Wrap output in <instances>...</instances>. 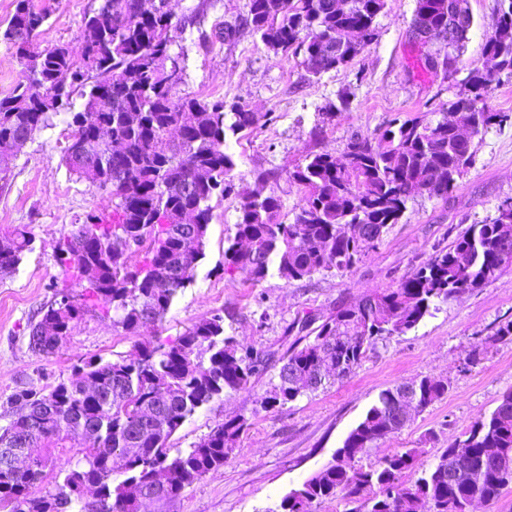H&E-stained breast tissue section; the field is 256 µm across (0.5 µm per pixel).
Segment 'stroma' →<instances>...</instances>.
<instances>
[{
    "instance_id": "obj_1",
    "label": "stroma",
    "mask_w": 512,
    "mask_h": 512,
    "mask_svg": "<svg viewBox=\"0 0 512 512\" xmlns=\"http://www.w3.org/2000/svg\"><path fill=\"white\" fill-rule=\"evenodd\" d=\"M48 14L42 46L64 45L79 51L87 15L101 0H33ZM248 0H171L175 19L201 11L200 26L176 29L173 50L185 60L183 96L224 99L271 121L253 132L230 138L236 161L234 195L216 201L205 256L193 279L182 288L162 323L161 340H172L192 322L220 310L227 334L246 347L270 353L264 373L246 391L214 400L188 418L172 437L173 450L185 451L217 423L243 416L249 422L228 463L186 488L166 512H267L282 496L316 472L335 463L337 451L353 427L395 384L424 376L448 382V392L360 462L420 448L431 464L443 448L464 439L472 425L491 414L500 395L512 390V343L495 341L498 325L512 321V268L486 287L438 303L406 334L369 350L342 381L282 408L262 409L280 367L279 359L299 339L297 323L323 321L339 306L394 285L412 273L436 248L448 245L468 225L494 215L512 200V121L494 127L478 145L477 160L458 179L448 198L411 201L399 221L363 263L348 273L317 274L286 281L277 271L258 285L245 274H224V247L234 233L241 193L279 196L285 213L301 204V189L288 171L310 153L341 154L355 134L377 139L394 113L414 118L440 111L458 90L444 66L428 70L425 54H445L440 43L420 45L412 35L416 0H387L377 18L376 40L346 67L315 78L300 58L268 50L259 37L240 32L234 40H201L200 31L245 15ZM475 24L463 58L482 64L483 43L495 17L497 0H468ZM15 0H0V97L13 89L22 69L15 47L3 33ZM348 108H340V99ZM69 113L52 115L16 152L11 172L0 187V232L26 225L32 238L16 269L0 275V430L8 426V398L14 389H38L74 377L76 366L94 358L115 359L135 343L112 318L89 314L53 354L34 351L29 324L67 281L55 261L62 237L76 233L88 214L110 216L115 200L71 173L65 164L70 142ZM275 178L257 180L258 172ZM481 362L468 366L472 352Z\"/></svg>"
}]
</instances>
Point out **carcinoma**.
Instances as JSON below:
<instances>
[{
  "label": "carcinoma",
  "mask_w": 512,
  "mask_h": 512,
  "mask_svg": "<svg viewBox=\"0 0 512 512\" xmlns=\"http://www.w3.org/2000/svg\"><path fill=\"white\" fill-rule=\"evenodd\" d=\"M335 2L248 0L240 22L202 38L230 41L243 26L274 53L302 57L306 71L320 76L348 65L373 43L377 17L386 7V0H346L338 13ZM47 19L31 0H15L4 37L25 70L12 93L0 98V140L30 138L48 125L50 115L71 113L69 171L116 199L111 218L88 215L79 231L58 245L56 260L72 284L54 290L30 336L32 348L53 354L88 313H114L131 336L163 321L204 257L213 199L233 191L236 163L228 140L256 129L261 117L220 98L177 96L179 83L169 70L171 62L182 60L171 50L177 24L169 0H102L85 18L79 59L64 46L41 47ZM473 24L467 0H416L413 29L448 46L443 64L452 75L466 72L441 118L393 117L378 146L354 135L339 158L307 155L288 171V180L303 191L290 222L279 197L242 198L224 250V274L244 273L256 285L273 268L288 281L349 272L369 252L359 231L379 243L408 202L448 196L476 157L475 144L459 143V128L481 139L512 118L487 107L482 69L462 65ZM483 54L499 73L512 77V0H499ZM76 94L84 99L78 112L72 111ZM101 129L120 145L119 155L109 154V143L94 140ZM172 131L175 140L169 139ZM185 220L192 235L187 249L181 235ZM501 224L512 225V208L499 207L469 225L395 285L337 308L313 339L288 349L284 366L307 376L303 389L276 383L261 407L282 408L348 377L370 348L406 334L436 303L494 281L512 267V239L499 237ZM4 238L10 246L0 252L1 274L12 272L32 243L20 224ZM126 238L148 243L143 264L127 265L118 251ZM74 285L81 288L76 304L70 301ZM326 348L341 366L313 383ZM265 365L264 354L238 351L233 337L225 335L220 310L170 342L143 338L113 361L90 359L75 368L76 380L48 391L17 388L9 397L12 420L0 431V448L10 447L11 435L25 430L31 431L32 446L63 448L77 433L86 447L58 468L53 488L42 495L34 488L46 477L49 459L36 457L20 474L0 469V512H88L83 492L89 487L98 497L97 512H141L139 489L153 484L156 503L167 506L227 463L247 419L215 425L189 451L173 457L170 438L198 409L226 392L249 388ZM447 392L448 382L428 377L382 390L338 450L343 460L290 490L268 512H313L314 505L337 497L364 498L365 512H470L476 503L497 501L512 486V390L501 395L488 418L475 422L466 439L444 449L408 484L402 478L416 471L423 448L385 454L369 466L356 463L358 455L406 426L402 399L409 396L424 410ZM143 414L154 423L140 433L136 426Z\"/></svg>",
  "instance_id": "cac0c4a2"
}]
</instances>
